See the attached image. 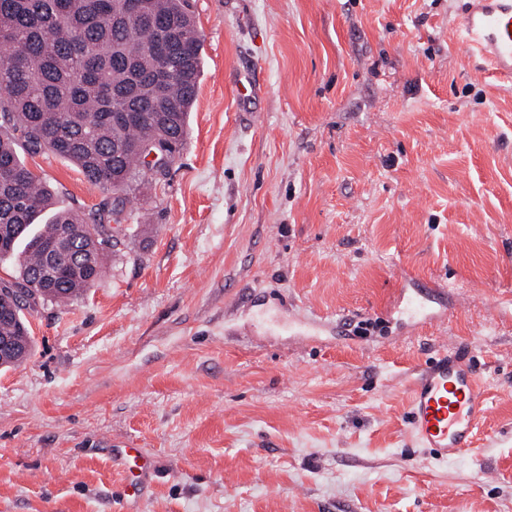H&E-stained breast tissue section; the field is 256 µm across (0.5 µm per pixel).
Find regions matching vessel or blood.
Instances as JSON below:
<instances>
[{
    "label": "vessel or blood",
    "instance_id": "vessel-or-blood-1",
    "mask_svg": "<svg viewBox=\"0 0 512 512\" xmlns=\"http://www.w3.org/2000/svg\"><path fill=\"white\" fill-rule=\"evenodd\" d=\"M463 30L467 45L495 73L512 77V0H472ZM410 432L438 459L471 448L489 406L463 347L450 346L419 371L410 388Z\"/></svg>",
    "mask_w": 512,
    "mask_h": 512
}]
</instances>
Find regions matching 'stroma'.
<instances>
[{
    "label": "stroma",
    "mask_w": 512,
    "mask_h": 512,
    "mask_svg": "<svg viewBox=\"0 0 512 512\" xmlns=\"http://www.w3.org/2000/svg\"><path fill=\"white\" fill-rule=\"evenodd\" d=\"M191 5L166 174L115 192L22 156L57 206L125 199V231L0 367V512H512V78L464 45L465 0ZM346 315L380 327L341 337ZM451 342L490 410L440 460L408 397Z\"/></svg>",
    "instance_id": "1"
}]
</instances>
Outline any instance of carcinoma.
Returning a JSON list of instances; mask_svg holds the SVG:
<instances>
[{"label": "carcinoma", "mask_w": 512, "mask_h": 512, "mask_svg": "<svg viewBox=\"0 0 512 512\" xmlns=\"http://www.w3.org/2000/svg\"><path fill=\"white\" fill-rule=\"evenodd\" d=\"M116 26L125 0H0V260L16 257L15 281L0 280V336L14 345L0 365L32 349L25 313L79 297L107 273L111 222L54 209V194L19 151L49 150L99 188L124 190L150 176L145 158L165 146L174 162L197 96L201 39L186 0H144ZM80 231L57 262L53 287L37 279L61 233Z\"/></svg>", "instance_id": "obj_1"}]
</instances>
